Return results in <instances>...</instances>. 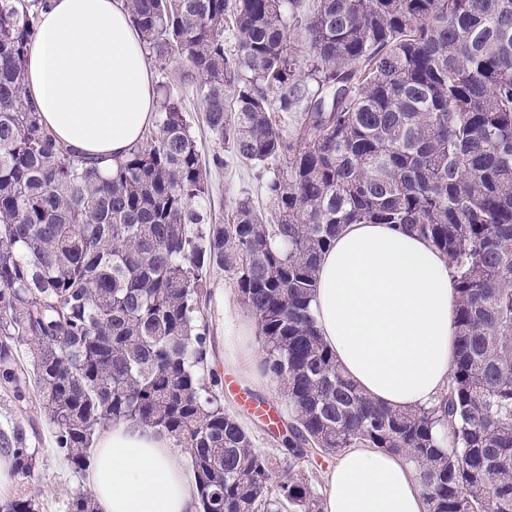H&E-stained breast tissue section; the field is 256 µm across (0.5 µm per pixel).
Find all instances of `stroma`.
<instances>
[{"label": "stroma", "mask_w": 512, "mask_h": 512, "mask_svg": "<svg viewBox=\"0 0 512 512\" xmlns=\"http://www.w3.org/2000/svg\"><path fill=\"white\" fill-rule=\"evenodd\" d=\"M191 74L189 66L179 63H171L166 69L157 68L153 71L156 84L166 86L173 95L184 100V117L202 148L209 174L211 191L207 208L214 221H226L231 217L236 204L242 200L250 201L259 208H269L265 181L257 168L236 161L230 145L216 143L203 125L202 104L193 93ZM216 153L224 158V166L214 165L212 156ZM210 281V298L205 308L211 336L208 362L210 368L222 378H230L235 382L234 387L224 390V407L243 421L257 449L278 466H285L288 456L281 443V433L271 430L262 417L243 405L239 395L244 392L267 402L277 409L284 420L289 417L288 404L275 383L253 386L238 370L225 366V330L218 319L219 300L224 297L232 302L237 301V290L227 274L211 273ZM17 424L24 427L32 445L37 448L39 463L31 477L17 479L15 491L28 490L37 494L41 512H66L72 498L89 491L86 473L76 471L57 453L53 428L35 399L19 401L11 393L0 389V430H9Z\"/></svg>", "instance_id": "obj_1"}]
</instances>
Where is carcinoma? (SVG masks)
<instances>
[{"mask_svg": "<svg viewBox=\"0 0 512 512\" xmlns=\"http://www.w3.org/2000/svg\"><path fill=\"white\" fill-rule=\"evenodd\" d=\"M43 2L0 0V386L36 393L58 453L85 471L97 437L129 422L185 451L197 512H321L302 463L372 448L406 459L428 512H512V0H126L155 60L192 70L218 143L284 161L271 215L245 200L227 224L202 208L177 96L160 93L154 128L106 175L55 140L27 98ZM344 224L403 226L447 257L459 347L438 404L374 403L323 343L310 306ZM214 269L235 280L288 399L286 471L208 368ZM1 450L32 476L21 426L0 431ZM68 512H98L93 493Z\"/></svg>", "mask_w": 512, "mask_h": 512, "instance_id": "obj_1", "label": "carcinoma"}]
</instances>
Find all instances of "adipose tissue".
Masks as SVG:
<instances>
[{"instance_id": "obj_1", "label": "adipose tissue", "mask_w": 512, "mask_h": 512, "mask_svg": "<svg viewBox=\"0 0 512 512\" xmlns=\"http://www.w3.org/2000/svg\"><path fill=\"white\" fill-rule=\"evenodd\" d=\"M30 102L57 142L108 165L143 140L156 115L153 72L125 0H48L29 45ZM313 313L340 369L374 402L436 403L457 353V289L446 258L392 224H349L323 255ZM232 341L224 360L248 365L250 322L222 309ZM100 512H196L193 480L171 439L116 423L97 441L89 471ZM323 512H427L401 457L368 448L341 454L327 474Z\"/></svg>"}]
</instances>
